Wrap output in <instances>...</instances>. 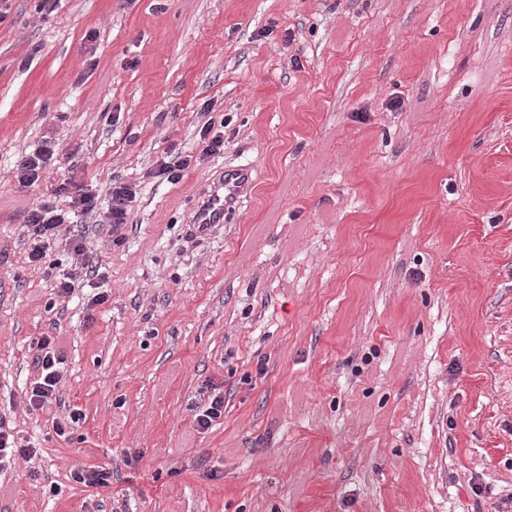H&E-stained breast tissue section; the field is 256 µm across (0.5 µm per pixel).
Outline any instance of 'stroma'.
Listing matches in <instances>:
<instances>
[{"label": "stroma", "mask_w": 512, "mask_h": 512, "mask_svg": "<svg viewBox=\"0 0 512 512\" xmlns=\"http://www.w3.org/2000/svg\"><path fill=\"white\" fill-rule=\"evenodd\" d=\"M36 6L0 0V412L39 446L0 512H512V0ZM209 120L223 153L156 178ZM240 164L248 197L191 236ZM116 180L124 243L90 226L99 274L57 297L77 258L29 264L28 211ZM45 335L63 403L32 411ZM49 139V138H48ZM46 139L32 154L24 153L16 161V178L20 187H31L40 177L41 169L51 161L55 153L54 144ZM251 185L249 167L225 170L217 180L203 188L191 218L192 231L198 236L207 235L212 228L224 223L235 213V204ZM209 390L208 401H204L201 406H196L199 410L195 420L201 431L211 428L213 423L224 415V393L216 392L218 389L215 387H209ZM72 477L76 482L89 488H105L112 483L111 470L102 467L81 469L74 472Z\"/></svg>", "instance_id": "35a3bbf8"}]
</instances>
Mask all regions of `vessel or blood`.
I'll use <instances>...</instances> for the list:
<instances>
[{"label":"vessel or blood","instance_id":"obj_1","mask_svg":"<svg viewBox=\"0 0 512 512\" xmlns=\"http://www.w3.org/2000/svg\"><path fill=\"white\" fill-rule=\"evenodd\" d=\"M251 185L249 167L224 171L219 178L203 188L193 211L191 228L196 235H207L235 212V204Z\"/></svg>","mask_w":512,"mask_h":512}]
</instances>
